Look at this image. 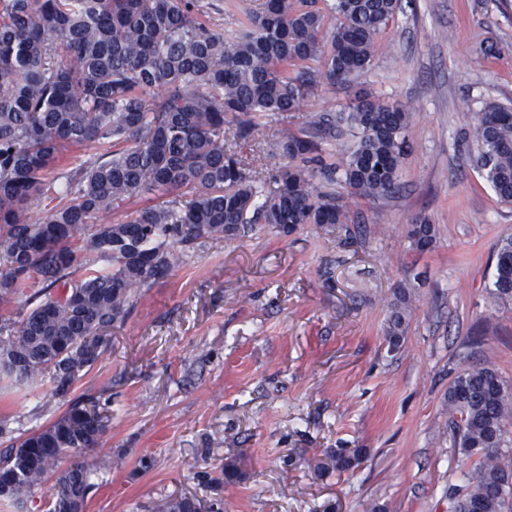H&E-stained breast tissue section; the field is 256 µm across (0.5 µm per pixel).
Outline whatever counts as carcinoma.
Returning a JSON list of instances; mask_svg holds the SVG:
<instances>
[{"label": "carcinoma", "mask_w": 512, "mask_h": 512, "mask_svg": "<svg viewBox=\"0 0 512 512\" xmlns=\"http://www.w3.org/2000/svg\"><path fill=\"white\" fill-rule=\"evenodd\" d=\"M407 0H261L243 12L232 38L199 0H0V375L23 384L49 379L65 398L111 342L108 331L138 291L184 262L200 239L244 237L257 224L283 235L303 224L350 220L352 197L400 189L411 113L357 89L380 38ZM325 84L346 94L319 127L356 138L333 162L321 134H285L281 163L258 177L231 142L247 140L257 118L298 111ZM480 177L512 204V109L485 107L474 127ZM103 146L93 163L65 171L70 152ZM151 204L112 224L122 204ZM46 218L26 221L38 200ZM419 251L436 243L434 225H409ZM94 256L109 263L97 268ZM489 295L512 301V239L496 255ZM411 296L389 304L388 350L401 346ZM512 392L498 371L475 366L448 387L450 427L467 457H480L454 512H506L512 486L505 437ZM110 419L94 398L78 399L53 421L0 450V501L14 506L46 488V512H84L92 469L84 460ZM362 449L339 448L324 464L344 472ZM173 497L163 512H196Z\"/></svg>", "instance_id": "carcinoma-1"}]
</instances>
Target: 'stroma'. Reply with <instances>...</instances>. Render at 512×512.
<instances>
[{"mask_svg": "<svg viewBox=\"0 0 512 512\" xmlns=\"http://www.w3.org/2000/svg\"><path fill=\"white\" fill-rule=\"evenodd\" d=\"M380 43L361 81L411 114L398 194L350 199L345 226H260L186 247L70 398L0 377L13 437L109 391L84 512H161L184 495L220 512H452L477 461L454 446L448 385L490 365L512 387V303L488 294L512 206L478 175L472 137L485 104L512 107V0H413ZM344 102L325 85L299 111L263 119L240 145L250 172L275 167L283 133L312 132ZM420 218L437 228L426 252L407 236ZM399 286L413 305L392 352ZM339 448L367 454L324 471Z\"/></svg>", "mask_w": 512, "mask_h": 512, "instance_id": "35a3bbf8", "label": "stroma"}]
</instances>
